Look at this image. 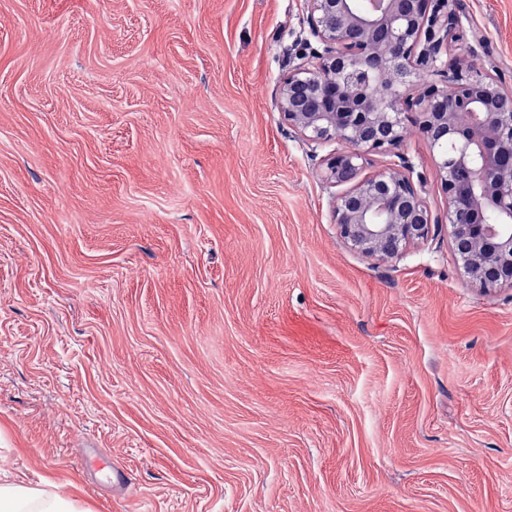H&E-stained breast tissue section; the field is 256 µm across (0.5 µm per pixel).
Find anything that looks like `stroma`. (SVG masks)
Segmentation results:
<instances>
[{"mask_svg":"<svg viewBox=\"0 0 512 512\" xmlns=\"http://www.w3.org/2000/svg\"><path fill=\"white\" fill-rule=\"evenodd\" d=\"M457 46L512 89V0ZM305 0H0V473L84 512H512V286L345 244L278 107ZM127 475L113 485V468Z\"/></svg>","mask_w":512,"mask_h":512,"instance_id":"obj_1","label":"stroma"}]
</instances>
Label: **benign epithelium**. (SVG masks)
<instances>
[{
  "label": "benign epithelium",
  "mask_w": 512,
  "mask_h": 512,
  "mask_svg": "<svg viewBox=\"0 0 512 512\" xmlns=\"http://www.w3.org/2000/svg\"><path fill=\"white\" fill-rule=\"evenodd\" d=\"M309 35L321 49L288 71L279 110L312 147L332 139L326 158L335 224L346 244L380 260L428 237L432 214L423 179L406 159L361 176L366 154L401 146L405 122L433 152L448 200L452 247L484 288L512 285V234L481 221L486 208L512 218V90L471 74L454 51L462 24L453 0H306ZM423 74L434 79L417 83Z\"/></svg>",
  "instance_id": "benign-epithelium-1"
}]
</instances>
